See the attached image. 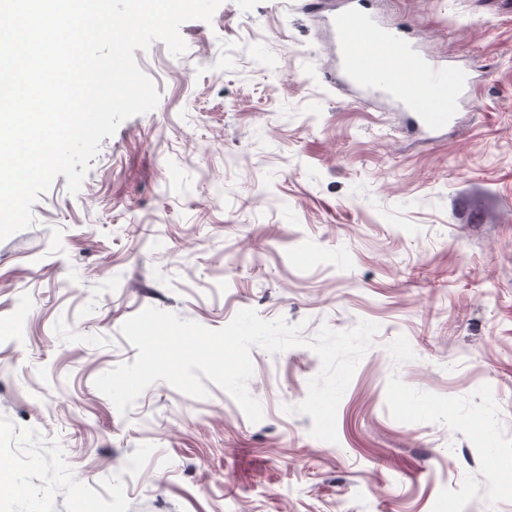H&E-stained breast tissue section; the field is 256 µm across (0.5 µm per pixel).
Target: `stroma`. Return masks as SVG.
<instances>
[{
	"mask_svg": "<svg viewBox=\"0 0 512 512\" xmlns=\"http://www.w3.org/2000/svg\"><path fill=\"white\" fill-rule=\"evenodd\" d=\"M420 52L483 73L451 137L323 79L305 0H222L135 50L159 103L104 138L0 241V512H512V16L494 0H369ZM154 306L217 330L379 331L336 417L294 412L310 349L251 350L250 422L214 384L126 413L94 386Z\"/></svg>",
	"mask_w": 512,
	"mask_h": 512,
	"instance_id": "1",
	"label": "stroma"
}]
</instances>
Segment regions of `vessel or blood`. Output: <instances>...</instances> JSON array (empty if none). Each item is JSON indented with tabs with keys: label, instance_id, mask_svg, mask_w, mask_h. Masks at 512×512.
Instances as JSON below:
<instances>
[{
	"label": "vessel or blood",
	"instance_id": "b4317fda",
	"mask_svg": "<svg viewBox=\"0 0 512 512\" xmlns=\"http://www.w3.org/2000/svg\"><path fill=\"white\" fill-rule=\"evenodd\" d=\"M321 14L320 0H307ZM333 47L323 77L343 79L358 89L389 100L409 113L414 126L431 133L447 131L462 101L474 100L477 80L470 72L419 56L405 30L385 27L368 12L367 0H342L321 14Z\"/></svg>",
	"mask_w": 512,
	"mask_h": 512
}]
</instances>
